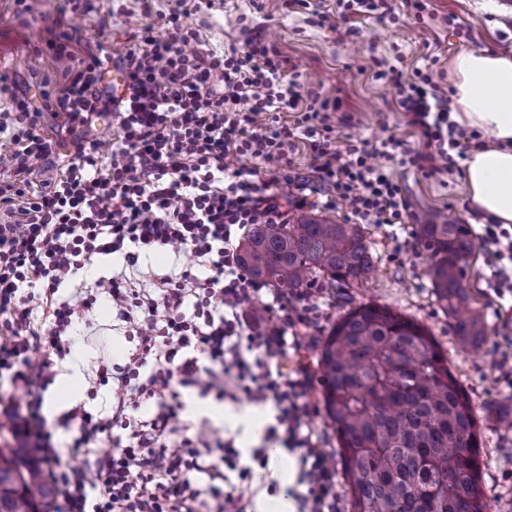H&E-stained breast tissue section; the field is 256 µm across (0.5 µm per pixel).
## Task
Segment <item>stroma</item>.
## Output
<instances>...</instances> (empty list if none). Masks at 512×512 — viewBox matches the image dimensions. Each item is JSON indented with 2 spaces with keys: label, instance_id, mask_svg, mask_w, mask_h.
Wrapping results in <instances>:
<instances>
[{
  "label": "stroma",
  "instance_id": "35a3bbf8",
  "mask_svg": "<svg viewBox=\"0 0 512 512\" xmlns=\"http://www.w3.org/2000/svg\"><path fill=\"white\" fill-rule=\"evenodd\" d=\"M27 4L28 11L21 14L15 0H0V73L8 76L15 94L29 100L42 127L50 131L56 130L58 121L44 110V94L61 87L64 77L61 64L46 50L49 33L70 32L81 51L100 41L108 48L124 49L165 6L164 0H128L125 13L116 15L112 0H92L93 11L81 16L73 13V0H27ZM394 7L398 22L364 20L354 35L342 27L312 25L307 9L287 6L286 0H233L228 10L191 15L188 24L198 35L194 48L202 53L242 45L252 34L264 38L287 65L303 74L315 95L340 99V111L329 115L340 139L359 146L393 135L417 149L423 145L419 132L399 110L394 92L375 79L372 58L389 61L399 52L408 68L428 65L435 74L444 75L460 52L512 51V12L498 0H430L429 15L420 22L409 0H395ZM371 45L376 48L372 55L367 52ZM392 172L421 219L448 215L471 231L481 230L484 220L468 206L460 171L448 172L440 180L408 166H393ZM365 231L376 271L367 284L348 293L326 289L317 340H324L353 304L377 303L423 324L479 415L480 454L485 461L482 487L492 512H512V429H503L484 415L494 404H512V390L497 384L498 377L512 373V357H503L498 349L503 337L512 336V292H494V258L484 248H476L468 260L467 288L484 312L490 339L480 352L464 350L431 288L427 254L410 231L394 235L389 227L376 224L366 225ZM76 328L75 341L88 353L81 367L78 401L91 412L107 411L112 390L96 385L94 363L102 357L122 363L132 343L102 294L91 321L79 322Z\"/></svg>",
  "mask_w": 512,
  "mask_h": 512
}]
</instances>
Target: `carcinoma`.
Instances as JSON below:
<instances>
[{"label":"carcinoma","instance_id":"cac0c4a2","mask_svg":"<svg viewBox=\"0 0 512 512\" xmlns=\"http://www.w3.org/2000/svg\"><path fill=\"white\" fill-rule=\"evenodd\" d=\"M429 280L465 347L487 340L466 287L476 249L464 224H419ZM246 270L293 292L321 282H368L374 257L359 224L302 216L254 224L240 251ZM322 401L336 436L351 512H491L480 483L478 421L467 392L425 327L376 304L351 308L323 340ZM58 493L20 448H0V512H49Z\"/></svg>","mask_w":512,"mask_h":512}]
</instances>
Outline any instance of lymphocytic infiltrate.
Here are the masks:
<instances>
[{
  "mask_svg": "<svg viewBox=\"0 0 512 512\" xmlns=\"http://www.w3.org/2000/svg\"><path fill=\"white\" fill-rule=\"evenodd\" d=\"M158 15L168 38L145 24L124 54L97 45L79 55L68 33L46 47L66 62L65 81L45 106L70 132L67 154L46 133L28 100L0 75V444L29 449L58 489L51 512H250L255 491L252 451L244 464L233 441L187 435L177 423L183 393L273 402L269 438L296 454L306 488L298 512H341L336 468L312 436L301 435L311 413L313 373L304 353L324 316L322 291L282 293L255 279L239 248L254 224H282L289 208L319 200L364 224H414L402 186L373 163L381 156L428 176L452 171L481 144L478 133L450 118L454 100L432 69L407 70L402 54L374 60V76L394 90L424 145L412 150L395 136L355 147L335 135L329 111L339 103L307 91L260 38L224 55L185 52L196 39L186 19L213 0H170ZM366 19L396 21L392 0H337L336 14L315 11L321 27L343 23L356 34ZM121 88L101 89L108 69ZM294 113L285 122L281 113ZM110 115L113 136L97 125ZM307 147L311 163L294 161ZM188 254L193 265L152 275L138 287L125 274L141 257ZM124 269L96 281V294L74 305L61 295L103 258ZM104 293L135 347L125 365L100 361L96 378L111 385L107 413L84 405L57 425L76 432L63 463L42 412L56 366L69 354L76 319ZM153 405L140 418L143 405ZM119 435H112V428ZM111 448H103L104 439ZM221 457V465L211 457ZM240 482L225 487V471ZM207 472V488L194 475Z\"/></svg>",
  "mask_w": 512,
  "mask_h": 512,
  "instance_id": "obj_1",
  "label": "lymphocytic infiltrate"
}]
</instances>
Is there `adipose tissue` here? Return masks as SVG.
I'll list each match as a JSON object with an SVG mask.
<instances>
[{"label": "adipose tissue", "instance_id": "adipose-tissue-1", "mask_svg": "<svg viewBox=\"0 0 512 512\" xmlns=\"http://www.w3.org/2000/svg\"><path fill=\"white\" fill-rule=\"evenodd\" d=\"M450 80L453 120L484 140L462 164L469 206L484 219L512 224V54L460 53L451 62Z\"/></svg>", "mask_w": 512, "mask_h": 512}]
</instances>
